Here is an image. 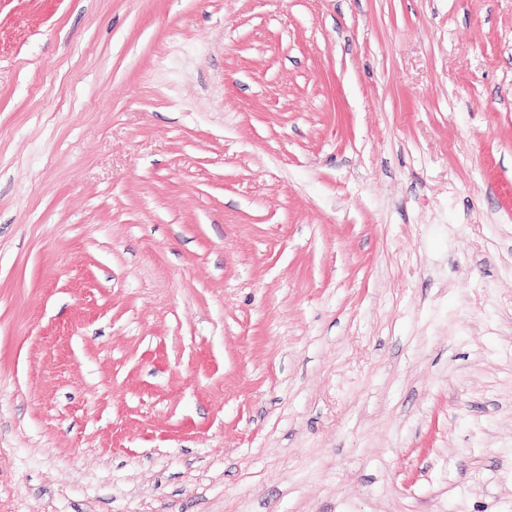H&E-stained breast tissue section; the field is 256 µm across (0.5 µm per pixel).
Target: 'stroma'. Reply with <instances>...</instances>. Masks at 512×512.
I'll list each match as a JSON object with an SVG mask.
<instances>
[{
  "instance_id": "stroma-1",
  "label": "stroma",
  "mask_w": 512,
  "mask_h": 512,
  "mask_svg": "<svg viewBox=\"0 0 512 512\" xmlns=\"http://www.w3.org/2000/svg\"><path fill=\"white\" fill-rule=\"evenodd\" d=\"M0 512H512V0H0Z\"/></svg>"
}]
</instances>
